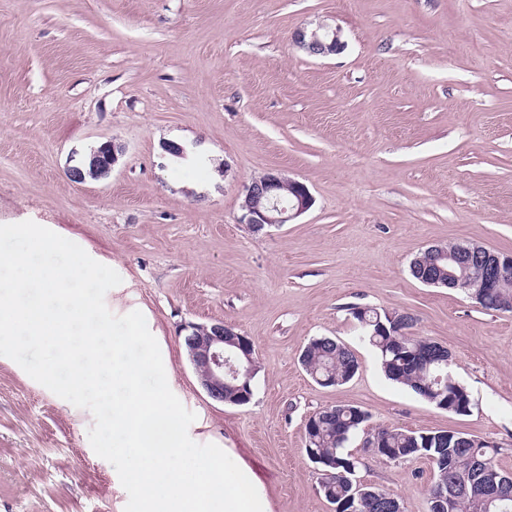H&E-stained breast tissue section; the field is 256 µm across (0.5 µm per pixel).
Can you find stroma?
<instances>
[{
	"mask_svg": "<svg viewBox=\"0 0 512 512\" xmlns=\"http://www.w3.org/2000/svg\"><path fill=\"white\" fill-rule=\"evenodd\" d=\"M339 27L343 52L306 55L302 26ZM187 147L189 159L162 142ZM122 144L110 176L68 174ZM279 169L313 206L253 234L242 189ZM31 220L122 278L105 296L140 311L167 381L197 416L189 435L228 448L269 512H333L305 451V421L335 404L370 427L454 430L497 444L512 472V311L414 279L431 245L512 253V0H0V224ZM406 310L409 333L452 355L468 414L388 380L352 307ZM233 325L255 347L250 404L210 399L180 328ZM348 344V383L299 363L310 339ZM89 410L0 356V512H124L93 451ZM349 453L355 478L427 512L429 461Z\"/></svg>",
	"mask_w": 512,
	"mask_h": 512,
	"instance_id": "stroma-1",
	"label": "stroma"
}]
</instances>
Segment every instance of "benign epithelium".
<instances>
[{"instance_id": "1", "label": "benign epithelium", "mask_w": 512, "mask_h": 512, "mask_svg": "<svg viewBox=\"0 0 512 512\" xmlns=\"http://www.w3.org/2000/svg\"><path fill=\"white\" fill-rule=\"evenodd\" d=\"M296 45L310 57H327L340 53L345 48L341 30L321 25L315 29L298 28L293 34ZM123 147L106 141L91 148L84 164L69 169V175L77 182L85 181V168L96 179L109 176ZM292 195L287 207L279 206L281 191ZM313 205V197L307 186L290 178L279 170H272L252 179L242 190V221L254 233H264L267 228L286 224L305 213ZM430 251L448 259V266L465 267L473 271L474 284L479 288H490L512 280V254L491 251L473 244L466 250L450 253L445 246H432ZM426 279L431 284L456 288L468 287L458 281L453 271L444 274L430 271ZM183 344L187 359L192 366L200 386L214 401L225 403L224 389L231 387L240 395L235 405H245L253 396V379L256 375L255 348L249 337L235 331L222 321L210 324L187 322L182 327ZM508 482L479 481L472 486V512H486L489 502L497 498L499 485Z\"/></svg>"}]
</instances>
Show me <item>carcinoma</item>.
I'll return each mask as SVG.
<instances>
[{
    "mask_svg": "<svg viewBox=\"0 0 512 512\" xmlns=\"http://www.w3.org/2000/svg\"><path fill=\"white\" fill-rule=\"evenodd\" d=\"M466 293L485 310L507 311L512 304V283L499 288H468ZM351 314L360 331L359 340L371 345L386 378L409 387L416 395L439 409L454 403L472 405L468 390L450 374L447 349L418 336L402 340L398 330H407L390 319V312L370 307H354ZM305 371L314 379L330 377L341 385L351 380L359 362L347 344L331 337H317L303 350ZM318 423L306 452L321 459L320 467L330 472L325 477L324 497L333 504L346 502L354 495L358 458L346 451L350 437L364 429L370 420L367 411L348 404L331 405L317 413ZM390 462L424 457L433 467L434 483H442L456 498L455 512H470V491L460 479L467 474L479 479L504 475L495 462L499 449L462 432H419L401 428L374 430ZM356 512H397L394 501L385 497L355 499Z\"/></svg>",
    "mask_w": 512,
    "mask_h": 512,
    "instance_id": "cac0c4a2",
    "label": "carcinoma"
}]
</instances>
